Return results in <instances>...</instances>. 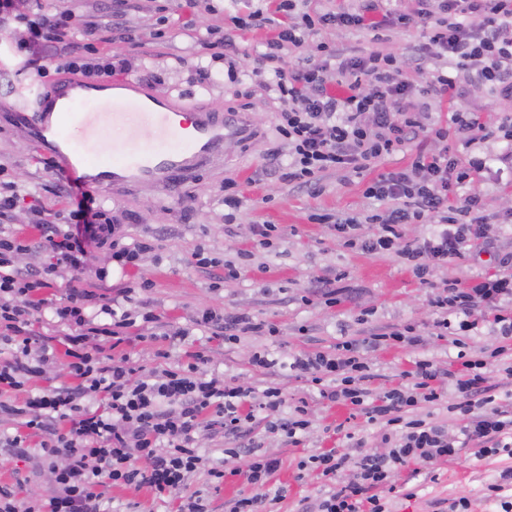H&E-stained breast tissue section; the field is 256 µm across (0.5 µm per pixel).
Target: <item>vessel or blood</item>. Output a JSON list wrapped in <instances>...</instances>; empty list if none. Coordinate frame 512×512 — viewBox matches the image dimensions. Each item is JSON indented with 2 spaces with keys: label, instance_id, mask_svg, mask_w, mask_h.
<instances>
[{
  "label": "vessel or blood",
  "instance_id": "b4317fda",
  "mask_svg": "<svg viewBox=\"0 0 512 512\" xmlns=\"http://www.w3.org/2000/svg\"><path fill=\"white\" fill-rule=\"evenodd\" d=\"M85 89L75 77L60 79L50 97L34 88L23 114L37 141L58 155L60 176L85 172V185L92 189L140 182L173 187L205 165L222 163L223 113L192 111L132 81L110 96H93L85 109L76 110V95ZM142 127L150 128V142L131 138V131ZM107 141L112 160L105 164L98 151Z\"/></svg>",
  "mask_w": 512,
  "mask_h": 512
}]
</instances>
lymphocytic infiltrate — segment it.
<instances>
[{
  "label": "lymphocytic infiltrate",
  "mask_w": 512,
  "mask_h": 512,
  "mask_svg": "<svg viewBox=\"0 0 512 512\" xmlns=\"http://www.w3.org/2000/svg\"><path fill=\"white\" fill-rule=\"evenodd\" d=\"M298 0H278L274 11L248 14V28H269L272 36L257 58L254 76L272 72V88L282 109L277 133L289 151L286 181L320 191L323 173L348 169L361 173L427 131L440 142V149L417 152L411 164L369 183L365 195L388 201L380 213L353 217L319 216L345 245L370 254L393 253L406 260L420 284L431 283L436 268L465 259L473 245L486 237L489 217L480 192L473 188L497 159L512 174V124L486 127L474 112L452 111L447 125L427 128L425 115L408 100L412 89L396 56L372 51L365 56L337 59L335 48L320 41L318 34L328 25L354 30L369 26L370 15L381 14L386 26L422 27L428 41L415 49L418 70L427 72L416 89L424 98L455 99L463 92L457 74L470 75L472 82L489 87L512 99V0H416L410 12L388 9L384 0H361L353 11L311 13L299 10ZM98 23L82 19L71 10L38 14L29 25L23 44L29 60L37 62L39 77L47 71L41 62L58 45H70L74 36L90 38ZM314 37L313 52L301 65L284 69V47L301 46ZM447 57L456 76L431 69L434 55ZM469 148L460 157L448 139ZM501 142L505 151L490 156L488 142ZM60 194L69 209L66 231L42 233L39 242L0 234V340L12 345L9 358L0 359V394L24 392L21 402L0 401V411L19 419L21 432L6 437L8 447L26 455L30 446L40 448L46 458L64 457L66 464L55 470L53 496L46 500L17 498L14 490L0 485V512H103L104 485L141 490L157 497L175 499L179 512H204L198 493L188 492V477L203 462L194 446L207 415L221 417L224 435L235 442L225 449L233 475L244 477L251 495L230 500L228 512H261L283 497V488H272L278 458L257 454L253 445L239 444L244 425L256 411L277 414L284 402L279 387L261 395L214 378H206L202 367L208 357L196 351L184 368L139 372L128 354L107 353V345H120L127 337L145 339L154 314L134 318L116 312L102 302L96 283L105 281V270L92 267L93 253L108 248L121 266L135 264L142 246L119 247L111 224L96 196L81 183L61 180ZM372 224L370 235H362V223ZM436 223L427 237L405 241L408 224ZM39 247L50 255L44 266L21 271L14 265L16 254ZM70 277L66 295L51 305L54 319L63 329L65 366L71 386L33 393L27 386L41 377L57 357L49 346L32 348L31 326L47 306L42 289L53 281ZM430 305L435 314L437 336H467L479 321L500 327L512 337V253L499 258L497 267L462 282L446 280L435 286ZM99 304L108 315L96 324L87 309ZM196 326L210 329L213 336L233 343L245 333L278 335L269 322H253L249 316L204 310ZM393 341L411 347L420 345L413 324L374 331L364 342L345 341L335 354H301L289 362L290 370L319 387L320 396L332 403L350 406L381 423V452L353 457L337 449L309 456L306 465L317 471L327 491L314 504V512H391L390 495L395 473L420 462L426 466L455 456L461 449H474L476 456H512V407L499 404L497 388L482 371L489 358L504 354V347L491 351H459L456 369H441L432 360L416 359L402 371L399 383L369 401L366 387L371 368L360 354L361 346L375 349ZM424 406H443L464 419L458 432L418 416ZM349 482H339L344 470Z\"/></svg>",
  "instance_id": "1"
}]
</instances>
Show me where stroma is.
<instances>
[{
	"label": "stroma",
	"mask_w": 512,
	"mask_h": 512,
	"mask_svg": "<svg viewBox=\"0 0 512 512\" xmlns=\"http://www.w3.org/2000/svg\"><path fill=\"white\" fill-rule=\"evenodd\" d=\"M51 7H68L101 24L92 49L74 53L50 54L48 67L73 62L106 63L110 58L127 62L126 78L139 81L158 95L172 97L193 108L223 109L235 112L237 132L224 138L223 166L205 167L179 189L181 202L169 192L150 183L120 189L117 199L100 195L99 200L114 223L123 226L122 245H145L138 266L118 269L110 252L97 253L93 263L111 268L112 277L104 293L117 297L118 290L131 282L151 280V288L139 291L127 307L153 312L159 318L156 339L128 345L134 361L144 368L176 366L188 352L205 350L209 362L207 377L252 388L255 393L270 386L281 387L286 402L281 416H288L298 405H306L312 425L299 446L288 445L269 429L266 414H257L242 440L254 441L260 452L278 457L279 470L272 482L284 487L286 496L274 505V512H306L324 493L316 472L300 469L301 460L330 448L348 449L350 437L363 439L366 450L383 451L378 429L363 415H351L348 408L323 401L318 389L289 370L265 369L254 364L253 356L266 353L273 358H288L293 353L335 352L338 343L363 340L367 331L414 324L422 335L419 346L397 345L384 349H363L373 379L372 396H379L395 385L397 374L418 358L432 359L448 368L458 352L452 337L435 336V318L429 305L430 291L423 287L407 266L395 255H369L348 247L326 224L311 221V214H335L363 220L384 209V202L366 198V183L407 166L417 150L435 149L430 137H419L412 147L382 159L360 174L344 171L327 174L319 193H311L284 181L288 147L274 131L279 103L273 91L263 84H252L248 103H241L237 87L227 76L228 64L223 47L201 48L197 36L212 33L223 38L234 30L235 18L246 17L255 9L273 8V0H212V10L190 7L188 0H131L117 30L107 27L106 0H46ZM27 37L26 26L12 22L0 30V182L29 186L8 218L0 220V230L39 240L34 220L46 224H65L66 205L58 195L50 167L52 153L43 150L25 130L21 111L29 102L34 79L21 49ZM322 41L361 55L373 50L401 57L412 84H419L410 61L415 45L425 43L423 30L395 29L388 42L375 40L373 31L358 32L327 27ZM465 93L454 101L432 100L427 104L428 125H443L454 110L481 113L488 126L512 119V99L492 96L486 87L468 82ZM233 178L244 202L233 222H226L224 180ZM490 217L487 235L494 242L490 251L473 249L465 260L435 269L433 281L470 280L496 264V256L512 251V187L500 183L495 173H486L477 186ZM261 224L276 227L271 248L256 245V228ZM363 232H371L365 224ZM204 250L218 259L215 267L202 269L194 264V254ZM236 263L240 275L225 279L213 288L215 277L223 276V265ZM338 281L340 302L325 307L315 294L318 280ZM213 308L244 314L257 321L276 324L278 336L247 334L228 344L211 339L207 329L193 321L203 309ZM366 323H359V316ZM172 327L190 329V336L169 340L165 331ZM205 457V465L189 479V491L200 492L205 512H226V503L237 495L249 494L242 480L228 476L216 479L210 469H223L224 451L232 447L220 426L201 431L195 442ZM63 458L45 459L39 449L27 456L0 447V484H20V495L39 499L53 487L52 466H63ZM512 459L498 456L475 458L472 449L436 466L435 481L418 480L415 496L397 495L392 512H433L438 499L467 496L472 512H494L488 498L490 484L499 482ZM106 512H175L174 503L159 499L147 490L121 487L105 490Z\"/></svg>",
	"instance_id": "35a3bbf8"
}]
</instances>
